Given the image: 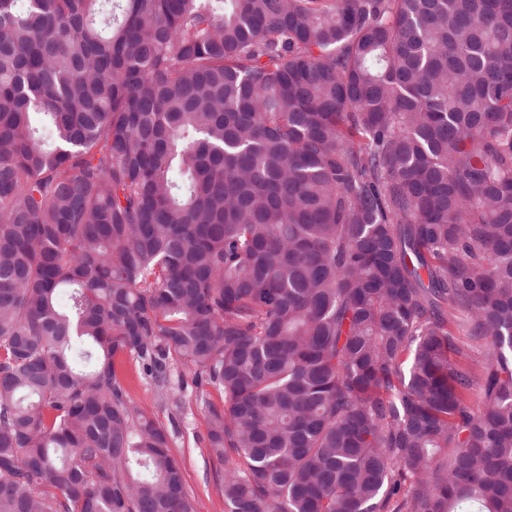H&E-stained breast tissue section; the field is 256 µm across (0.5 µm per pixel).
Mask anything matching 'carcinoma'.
I'll return each mask as SVG.
<instances>
[{"instance_id":"carcinoma-1","label":"carcinoma","mask_w":512,"mask_h":512,"mask_svg":"<svg viewBox=\"0 0 512 512\" xmlns=\"http://www.w3.org/2000/svg\"><path fill=\"white\" fill-rule=\"evenodd\" d=\"M126 358L225 512H512V0H0V512H195ZM171 373L175 390L163 398L144 378L140 364L126 359L122 368L132 403L170 430L169 451L182 467L196 512H225L224 496L213 480L219 464L210 456L206 445L207 418L195 400L192 374L180 365L172 368Z\"/></svg>"}]
</instances>
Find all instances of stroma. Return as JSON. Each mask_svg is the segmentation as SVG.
<instances>
[{
	"mask_svg": "<svg viewBox=\"0 0 512 512\" xmlns=\"http://www.w3.org/2000/svg\"><path fill=\"white\" fill-rule=\"evenodd\" d=\"M122 374L132 403L170 430L169 451L182 467L196 512H225L224 496L213 480L217 462L206 445L207 418L195 400L190 371L173 368L175 390L166 398L148 383L135 361L126 360Z\"/></svg>",
	"mask_w": 512,
	"mask_h": 512,
	"instance_id": "35a3bbf8",
	"label": "stroma"
}]
</instances>
